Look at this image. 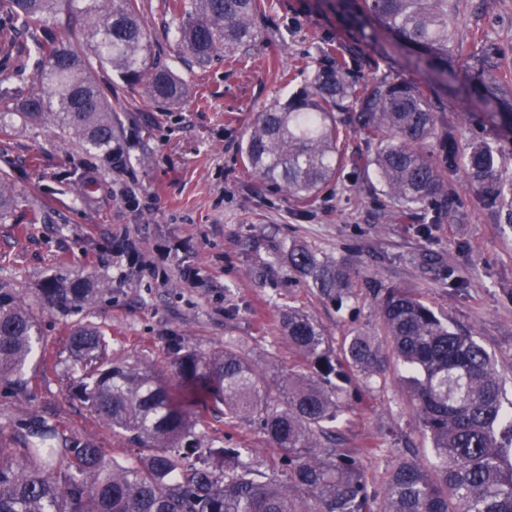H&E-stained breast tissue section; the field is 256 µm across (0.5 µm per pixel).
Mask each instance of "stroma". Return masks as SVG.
<instances>
[{
  "instance_id": "stroma-1",
  "label": "stroma",
  "mask_w": 512,
  "mask_h": 512,
  "mask_svg": "<svg viewBox=\"0 0 512 512\" xmlns=\"http://www.w3.org/2000/svg\"><path fill=\"white\" fill-rule=\"evenodd\" d=\"M337 2L270 0L256 43L200 69L189 66L174 37L181 15L164 0H140L156 56L183 79L187 98L157 103L143 86L127 87L111 68H95L97 81L114 86L118 157L47 125L0 122V175L18 198L0 222V280L33 303L54 276L109 286L86 313L42 319L27 369L30 395L16 396L0 382V443L11 444L16 421L34 412L118 462L136 458L134 443L113 435L70 394L81 375L67 341L77 324H97L112 358L149 366L173 386L174 339L203 352L231 340L258 366L303 373L306 364L278 329L283 309L304 311L337 347L357 333L381 335L377 295L389 288L412 292L450 326L477 336L512 393V226L505 208L470 185L463 164L471 142H492L502 179L512 180V134L482 105L449 90L438 114L439 128L456 138L455 157L442 166L448 200L422 219L380 194L373 169L362 163L373 142L354 123L341 125L343 170L306 203L268 192L242 160L257 114L301 86L303 70L316 69L330 47L352 58L359 79L419 80L393 37L364 39L343 23ZM449 7L456 54L468 61L497 46V71L512 82V0H450ZM81 184L87 192H78ZM295 241L349 269L352 296L342 309L287 264L271 265L272 253ZM355 388L345 399L341 445L360 451L371 486L411 452L430 459L399 367H388L383 384ZM197 412L203 442L251 449V465L277 460L258 425L229 428L220 412L204 405Z\"/></svg>"
}]
</instances>
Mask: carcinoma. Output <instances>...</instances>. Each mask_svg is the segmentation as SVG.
I'll return each instance as SVG.
<instances>
[{
  "label": "carcinoma",
  "mask_w": 512,
  "mask_h": 512,
  "mask_svg": "<svg viewBox=\"0 0 512 512\" xmlns=\"http://www.w3.org/2000/svg\"><path fill=\"white\" fill-rule=\"evenodd\" d=\"M167 8L184 14L179 41L205 65L256 42L267 0H191L189 6L172 0ZM358 8L412 52L422 80L361 82L338 48L299 93L259 113L242 156L270 191L309 201L343 164L337 113L351 102L375 141L366 166L382 195L409 213L424 211L444 192L428 142L439 140L446 159L455 155V137L438 131L434 112L448 88L462 83L512 133V87L496 73L494 46L473 65L459 66L450 47L448 0H360ZM0 12L11 31L34 37L32 51L7 42L21 57L23 85L0 89L1 120L13 112L37 124L48 117L81 144L110 152L116 140L112 86L94 80V65L109 63L128 85L144 84L157 102L175 104L185 94L182 79L152 58L138 0H0ZM73 16L84 39L35 37L50 21ZM464 166L487 199H512L495 147L472 145ZM13 203L12 184L0 176V221ZM286 259L327 304L340 307L350 298L340 262L304 244L290 245ZM39 292L35 307L0 280V381L21 396L29 392L24 369L40 340V318L79 315L108 288L101 280L54 277ZM378 305L383 342L357 333L338 351L302 310H283L281 334L310 373H276L274 394L231 343L209 352L173 345L170 368L182 388L175 395L154 371L110 359L103 330L79 326L69 346L86 378L75 393L142 453L126 464L111 462L93 443L72 441L31 416L18 423L13 447L0 446V512H512V400L493 356L472 333L451 328L406 290H387ZM391 358L404 372L434 461L429 467L415 458L398 462L377 493L354 454L339 447L338 428L352 379L384 375ZM200 401L224 406L227 426L258 423L280 450L271 472L242 462L250 448L203 447L192 413Z\"/></svg>",
  "instance_id": "obj_1"
}]
</instances>
